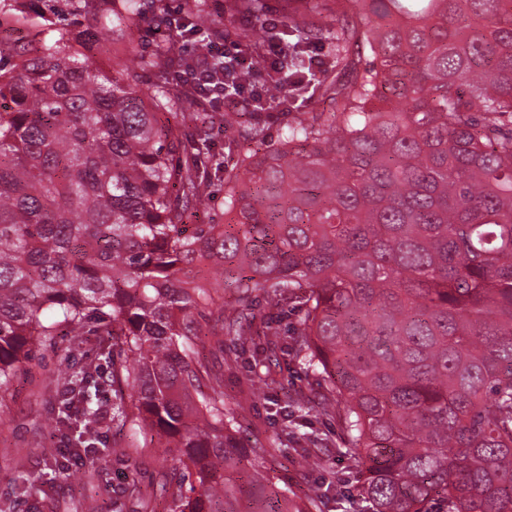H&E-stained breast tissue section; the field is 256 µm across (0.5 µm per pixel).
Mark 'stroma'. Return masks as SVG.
Instances as JSON below:
<instances>
[{
    "label": "stroma",
    "instance_id": "obj_1",
    "mask_svg": "<svg viewBox=\"0 0 512 512\" xmlns=\"http://www.w3.org/2000/svg\"><path fill=\"white\" fill-rule=\"evenodd\" d=\"M220 129L197 133L213 158L210 200L197 217L201 224H224V171L228 138ZM198 344L201 359L224 380V409L245 444L254 448L264 471L288 496L303 500L321 494V512H371L360 496L346 460L329 450L315 470L297 461L298 441L309 433L333 432L334 423L313 414L291 422L284 407L301 396L316 397L320 377L308 365L281 356L277 382L265 385L266 355L250 341L224 335L220 324L207 322ZM96 368L108 375L112 355L99 337L77 340L48 337L27 363L0 388V512H172L175 480L172 448H158L149 435L134 429L103 430L102 450L82 470L106 485V508H98L71 483L56 462L58 441L48 436L46 420L64 363Z\"/></svg>",
    "mask_w": 512,
    "mask_h": 512
}]
</instances>
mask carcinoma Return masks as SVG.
Masks as SVG:
<instances>
[{
    "mask_svg": "<svg viewBox=\"0 0 512 512\" xmlns=\"http://www.w3.org/2000/svg\"><path fill=\"white\" fill-rule=\"evenodd\" d=\"M203 40L264 43V0H183ZM248 15L249 29L235 26ZM166 0H0V384L65 326L112 342L121 425L180 449L174 512H303L224 421V391L194 349L200 320L278 345L261 293L303 312L291 351L324 381L372 512H512V0H336V27L288 8L283 27L328 47V108L303 112L224 170L231 224H184L209 201L185 126L206 117L161 62L162 38L103 65L92 31L134 38ZM190 97L197 111H181ZM209 266L214 280L193 269ZM239 292L224 305V289ZM48 424L93 451L100 375L60 372Z\"/></svg>",
    "mask_w": 512,
    "mask_h": 512,
    "instance_id": "carcinoma-1",
    "label": "carcinoma"
}]
</instances>
